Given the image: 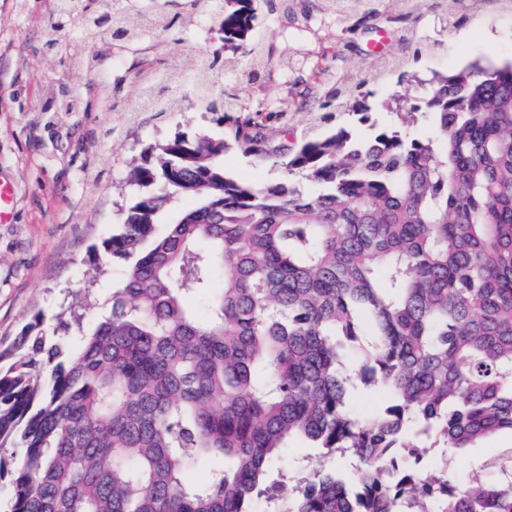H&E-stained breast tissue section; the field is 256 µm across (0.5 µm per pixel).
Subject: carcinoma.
I'll return each instance as SVG.
<instances>
[{
    "instance_id": "carcinoma-1",
    "label": "carcinoma",
    "mask_w": 512,
    "mask_h": 512,
    "mask_svg": "<svg viewBox=\"0 0 512 512\" xmlns=\"http://www.w3.org/2000/svg\"><path fill=\"white\" fill-rule=\"evenodd\" d=\"M391 7L440 25L416 37L429 55L479 0H320L347 23ZM250 72L268 57L253 36V0H199ZM179 17L96 0L85 38L103 26L126 43ZM237 58L201 56L195 95L224 113L227 137L177 134L135 167L141 192L103 242L126 263L110 311L77 322V348L27 326L0 369V480L10 512H512V448L454 484L423 469L437 443L471 448L512 434V67L435 75L422 99H395L403 121L366 138L312 134L279 151L290 180L254 185L224 170L236 145L270 158V113L217 95L214 76ZM363 83L336 88L312 112L363 108ZM141 88L139 112H171ZM197 205L158 228L180 197ZM207 316L190 306L217 271ZM389 401L353 413V391ZM292 440L320 450L300 475L273 472ZM211 467L202 482L186 474ZM496 471L494 480L484 470Z\"/></svg>"
}]
</instances>
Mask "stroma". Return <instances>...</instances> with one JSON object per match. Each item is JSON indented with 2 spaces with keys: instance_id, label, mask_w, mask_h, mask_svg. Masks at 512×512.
Wrapping results in <instances>:
<instances>
[{
  "instance_id": "stroma-1",
  "label": "stroma",
  "mask_w": 512,
  "mask_h": 512,
  "mask_svg": "<svg viewBox=\"0 0 512 512\" xmlns=\"http://www.w3.org/2000/svg\"><path fill=\"white\" fill-rule=\"evenodd\" d=\"M95 0H74L63 18L56 0H0V181L14 188L11 222L0 223V351L11 350L25 326L43 316L54 331L60 307L79 303L85 325L109 311L108 295L124 272L122 261H97L103 242L122 208L138 189L131 169L144 162L151 147L183 133L224 132L222 115L194 97L192 74L204 52L234 56L216 34L219 21L207 17L128 45L102 28L91 40L77 33L81 15ZM255 30L270 51L263 74L248 68L221 73L217 91L236 88L248 104L277 108L269 123L271 146H296L324 127L345 128L367 136L372 125L393 124L395 95L422 94L433 75H451L476 64L486 66V49L499 65L512 64V14L501 0H481L467 23L452 30L432 55L414 56L407 43L418 27L392 14L362 24L340 26L324 19L313 0H294L293 14L281 22L268 0H255ZM54 32L53 50L44 47ZM306 49L311 68L283 73L280 61L292 46ZM400 57L402 64L385 84L373 83L378 52ZM368 80L367 117L337 112L330 122L302 108V100L322 102L347 76ZM153 81L161 96L182 97L177 112L137 111L138 92ZM224 168L236 179L255 184L285 180L273 160L262 161L238 147L224 153ZM512 447L503 433L449 456L457 482Z\"/></svg>"
}]
</instances>
